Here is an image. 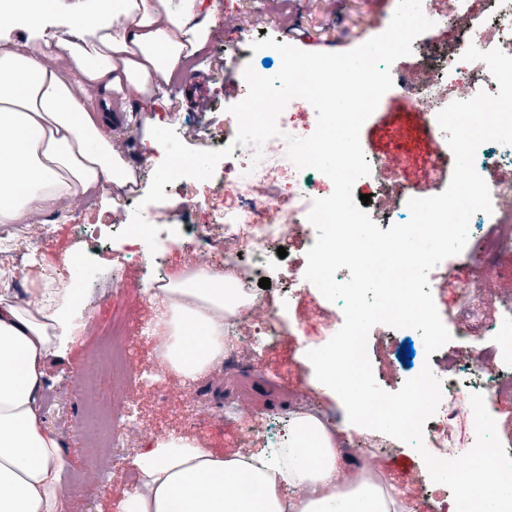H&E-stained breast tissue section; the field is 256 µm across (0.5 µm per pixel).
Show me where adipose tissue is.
I'll return each instance as SVG.
<instances>
[{
  "label": "adipose tissue",
  "instance_id": "obj_1",
  "mask_svg": "<svg viewBox=\"0 0 512 512\" xmlns=\"http://www.w3.org/2000/svg\"><path fill=\"white\" fill-rule=\"evenodd\" d=\"M208 24L196 0L171 13L164 0H0V224H29L45 206L135 171L112 143L110 97L119 86L153 99L181 60L201 48ZM95 96L74 95L73 85ZM25 298L0 289V512H58L64 459L40 413L50 360L72 341L75 305L64 281L29 269ZM157 335L169 369L208 372L224 355V318L251 299L207 272L162 288ZM284 456L221 454L180 437L139 457L145 480L121 512H400L398 491L378 471H346L334 431L297 414Z\"/></svg>",
  "mask_w": 512,
  "mask_h": 512
}]
</instances>
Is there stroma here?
I'll use <instances>...</instances> for the list:
<instances>
[{
	"instance_id": "1",
	"label": "stroma",
	"mask_w": 512,
	"mask_h": 512,
	"mask_svg": "<svg viewBox=\"0 0 512 512\" xmlns=\"http://www.w3.org/2000/svg\"><path fill=\"white\" fill-rule=\"evenodd\" d=\"M201 7L212 12L211 26L204 34L205 47L181 65L163 93L173 106L166 115L167 124L182 121V142L193 149L210 150L216 146L215 135L223 133L225 124L232 119L230 106L248 93L243 77L245 66L265 65L273 73L280 68L274 50L253 51L252 41L270 36L306 52H346L382 33L396 4L394 0H287L282 13L273 11L270 0H202ZM243 17L262 19L264 31L241 26L239 20ZM456 38V31L448 25L419 35L411 54L391 65L392 79L397 81L420 67L433 47L451 44ZM112 100L122 109L119 121L112 124L113 141L134 166L140 191H147L163 160L162 153L148 150L141 143L150 109L142 99L124 90L114 92ZM410 102V95L395 85L360 132L366 149L376 156H391L401 147L408 150V161L385 174L387 181L405 186L433 177L424 120ZM205 188V182L193 178L165 185L167 198L161 207L178 224L180 234L158 241L156 250H149L141 240L115 246L104 238L87 250L99 286L79 310L77 342L66 359L50 363L43 389L53 398L52 406L44 408L43 417L60 435L64 474L84 471L87 466V448L73 426L86 415L77 381L87 366L89 353L99 342L92 327L104 332L119 321L129 328L135 347L131 365L140 381L128 402L134 430L128 448L121 453L119 467L94 479L81 503L61 501L59 512H118V505L128 492L127 471L136 467L143 449L169 434L195 439L202 447L224 453L278 447L295 411L294 398L301 394L308 395L314 406L333 418L342 437H349L355 429L340 398L332 390L315 388L314 368L306 356L307 350L329 341L336 327L335 305L312 285L303 287L294 298L286 292L289 280L300 278L306 267V254L315 243L314 237L290 236L285 245L286 257L270 251L266 275H247L251 294L267 299L273 306L287 308L277 342L256 347L247 356V375L225 373L223 365L218 364L204 375L186 381L165 371L156 358L154 336L149 332L156 309V298L149 292L153 277L160 274L168 278L186 272V244L194 234L211 235L216 261L224 259V239L217 233L212 204L203 199ZM189 195L197 196L198 201L192 207H183V199ZM113 197L114 192L108 187L92 193L90 202H61L40 211L37 223L52 225L53 233L39 243L35 262L58 263L65 254L75 253L79 247L76 225L129 223L132 208H117ZM482 274L492 279L496 298L484 302L479 315L472 317L464 310L457 286ZM116 277L121 280L117 286L112 283ZM263 277L270 279V288L260 287ZM432 296L451 334L448 349L475 377L473 389L483 394L502 445L512 448V396L490 395V379L478 358L480 351L498 341L497 336L485 331V322L499 316L502 304H512V249L501 251L486 270L468 260L466 254L456 255L447 287L434 289ZM407 343L414 350L409 363L398 357L401 346ZM385 354L393 369L378 377L377 383L388 392L399 390L413 369L426 360L425 345L419 336L410 340L394 337ZM248 381L253 384L260 417L244 413L235 421H225V404L234 401L239 385ZM386 443V448L374 455L383 479L404 491L406 503L419 504L420 512H448L452 492L432 481L419 452L391 437Z\"/></svg>"
}]
</instances>
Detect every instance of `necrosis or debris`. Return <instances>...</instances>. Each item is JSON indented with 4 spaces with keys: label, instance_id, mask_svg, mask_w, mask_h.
I'll return each mask as SVG.
<instances>
[{
    "label": "necrosis or debris",
    "instance_id": "4bbe7bcc",
    "mask_svg": "<svg viewBox=\"0 0 512 512\" xmlns=\"http://www.w3.org/2000/svg\"><path fill=\"white\" fill-rule=\"evenodd\" d=\"M454 2V7L444 15L434 11L433 0H421V8L434 23H450L463 33L464 43L448 47L428 68L411 72L401 84L432 124L436 123L438 113L453 101L472 98L482 90L491 94L499 91L492 76L475 79L478 63L462 58L467 44L486 51L495 43L512 56V0H493L492 13L477 27L471 24V0ZM293 110V105H286L278 118L279 136L270 138L258 150L236 144V128H225L224 142L233 148L230 164L234 174L216 182L211 189L212 198L223 204L219 216L225 252L242 255L259 271L266 267L268 251L286 241L290 232L309 236L315 231L307 215L313 200L320 196L321 184L319 179L308 178L305 170L287 157L286 138L297 133L292 122ZM488 187L497 213L496 232L483 230V214L474 215L470 221V237L478 245L475 260L482 265L489 264L496 253L512 247V181L492 180ZM376 192L380 199L376 215L386 219L394 214L408 215V201L433 196L434 189L417 181L403 189L381 183ZM186 249L196 256V269L223 275L225 287L246 289V282L233 265L214 262L209 236H194ZM128 359V338L124 327L118 326L108 333L102 350L93 356L92 370L109 373L125 382L129 379ZM86 395L97 413V424L87 429L86 436L94 450V470L99 473L109 467L115 450L125 447L128 416L111 397L99 396L91 388Z\"/></svg>",
    "mask_w": 512,
    "mask_h": 512
}]
</instances>
